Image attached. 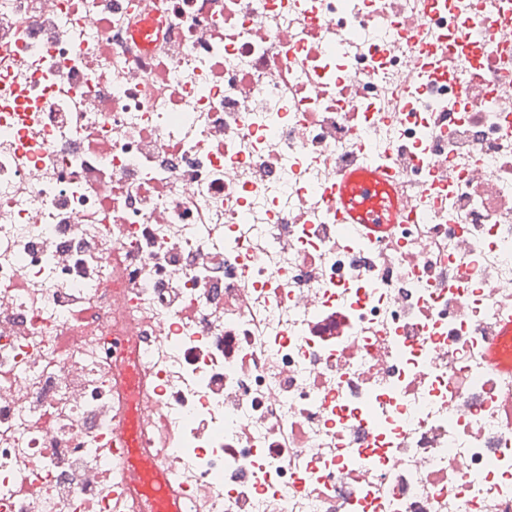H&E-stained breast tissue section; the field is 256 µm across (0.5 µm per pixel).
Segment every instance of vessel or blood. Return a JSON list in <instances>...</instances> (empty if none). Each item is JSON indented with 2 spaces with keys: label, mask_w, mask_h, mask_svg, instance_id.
Instances as JSON below:
<instances>
[{
  "label": "vessel or blood",
  "mask_w": 512,
  "mask_h": 512,
  "mask_svg": "<svg viewBox=\"0 0 512 512\" xmlns=\"http://www.w3.org/2000/svg\"><path fill=\"white\" fill-rule=\"evenodd\" d=\"M326 196L350 232L369 238L389 235L411 205L410 197L391 172L361 166L343 168ZM511 342L512 317L488 337L478 353L479 360L512 376V363L502 357L503 348ZM128 379L130 416L128 429L121 437L128 450V476L146 497L151 512H179V492L166 485L160 464L145 457L138 446V427L148 413L143 400L144 374L137 369L129 373Z\"/></svg>",
  "instance_id": "vessel-or-blood-1"
}]
</instances>
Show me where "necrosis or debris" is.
I'll use <instances>...</instances> for the list:
<instances>
[{
  "label": "necrosis or debris",
  "mask_w": 512,
  "mask_h": 512,
  "mask_svg": "<svg viewBox=\"0 0 512 512\" xmlns=\"http://www.w3.org/2000/svg\"><path fill=\"white\" fill-rule=\"evenodd\" d=\"M154 4L0 0V512H124V363L182 512H512V0ZM326 196L350 232L369 238L388 236L412 202L391 172L361 166L343 168ZM509 342H512V314L488 337L485 345L478 352V358L494 370L507 372L512 380V363L506 362L501 352Z\"/></svg>",
  "instance_id": "4bbe7bcc"
}]
</instances>
